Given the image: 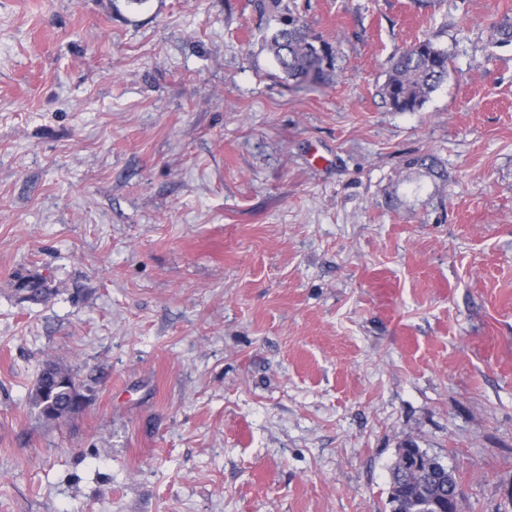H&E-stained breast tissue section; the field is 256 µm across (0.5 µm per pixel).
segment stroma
Masks as SVG:
<instances>
[{"instance_id": "stroma-1", "label": "stroma", "mask_w": 512, "mask_h": 512, "mask_svg": "<svg viewBox=\"0 0 512 512\" xmlns=\"http://www.w3.org/2000/svg\"><path fill=\"white\" fill-rule=\"evenodd\" d=\"M296 6L315 91L249 0H0V512H389L409 442L512 512V0ZM249 1L256 12L276 22L277 26L263 36V41L281 71L288 79L295 81L296 88L314 90L333 81L331 49L325 44H315L301 19L293 15L286 0ZM447 51L419 40L394 60L382 94L398 112H413L448 77ZM59 376L75 380L69 369L55 362H48L40 371L29 395L30 404L38 409L46 421H55L67 416L60 408L65 401V394L57 380Z\"/></svg>"}]
</instances>
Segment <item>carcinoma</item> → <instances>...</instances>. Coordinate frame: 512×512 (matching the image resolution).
<instances>
[{
    "label": "carcinoma",
    "instance_id": "carcinoma-1",
    "mask_svg": "<svg viewBox=\"0 0 512 512\" xmlns=\"http://www.w3.org/2000/svg\"><path fill=\"white\" fill-rule=\"evenodd\" d=\"M253 9L276 22L263 36L267 50L281 71L295 81V87L314 90L333 81L331 49L316 45L300 18L293 15L286 0H250ZM448 52L431 40H420L403 50L394 60L382 94L398 112H413L426 97L448 77ZM72 377L69 369L49 362L43 368L29 395L30 404L43 419L55 421L66 417L61 410L65 394L58 377ZM435 469L405 471L400 462L391 469L390 512H457L461 489L457 479L438 458Z\"/></svg>",
    "mask_w": 512,
    "mask_h": 512
}]
</instances>
